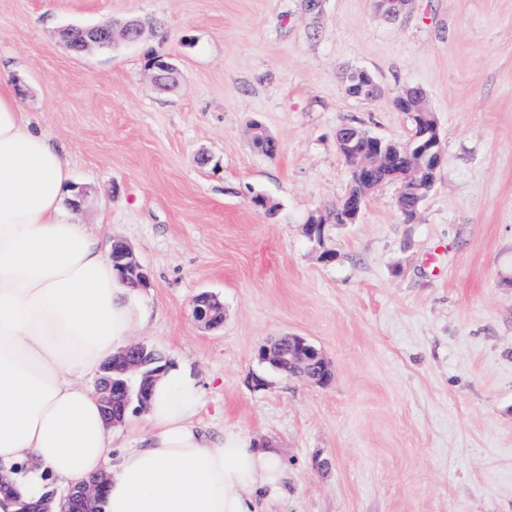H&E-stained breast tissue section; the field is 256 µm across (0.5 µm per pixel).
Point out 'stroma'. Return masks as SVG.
Returning <instances> with one entry per match:
<instances>
[{
    "label": "stroma",
    "mask_w": 512,
    "mask_h": 512,
    "mask_svg": "<svg viewBox=\"0 0 512 512\" xmlns=\"http://www.w3.org/2000/svg\"><path fill=\"white\" fill-rule=\"evenodd\" d=\"M135 17L165 27L174 90L140 45L77 55L58 38ZM354 68L380 99L346 95ZM0 81L86 188L79 221L148 270L139 340L195 378L206 430L279 449L267 512H512V0H412L398 21L372 0H0ZM407 84L444 146L417 217L386 184L310 239L349 184L337 128L405 139ZM254 122L276 154L252 148ZM203 292L220 328L191 317ZM286 335L324 353L329 385L260 361ZM146 67L152 72L154 83L160 90H168L179 81L177 66L164 53L153 55Z\"/></svg>",
    "instance_id": "stroma-1"
}]
</instances>
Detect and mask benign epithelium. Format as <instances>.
<instances>
[{"label": "benign epithelium", "instance_id": "obj_1", "mask_svg": "<svg viewBox=\"0 0 512 512\" xmlns=\"http://www.w3.org/2000/svg\"><path fill=\"white\" fill-rule=\"evenodd\" d=\"M412 0H375L376 10L390 20L405 16ZM114 23L102 21L90 27L68 26L61 35L68 37L74 33L81 35L80 51L91 48H106L112 45ZM145 31L142 19H132L122 26L123 40L129 43L140 41ZM152 72L155 85L161 90H168L179 81L177 66L170 56L157 53L146 64ZM346 94L363 103L377 100L382 89L374 75L366 69L354 71V83L345 87ZM408 118L415 124V134L407 144L389 140L367 133L363 136L348 135L345 127L336 130V144L346 165L353 168L354 180L359 184L376 183L375 171L389 166L396 156H405L410 160L414 177L426 176L425 191L417 193L413 209H418L435 186L437 174L442 163L443 143L438 126L425 124L422 116L409 112ZM369 196L358 192H348L340 209L324 216H312L306 221L307 235L311 239H321L324 225L354 224L358 221ZM112 259L122 270V278L127 284L136 288L150 287V277L133 248L125 241L117 239L111 248ZM214 295L201 293L193 301L192 317L196 324L204 329H213L221 325L212 314ZM259 358L272 363L280 372L303 377L315 384L324 385L331 378L330 364L323 353L303 336L289 335L283 337V343L274 348L264 345L259 350ZM101 372L108 375L117 373L122 379L106 380L98 386V392L107 404L118 402L123 409L133 408L138 411L144 407L137 401L150 391L153 382L162 372L160 368L151 367L150 353L147 345L135 343L116 354L112 360L103 365ZM68 508L62 512H90L88 498L83 490L73 491L67 498Z\"/></svg>", "mask_w": 512, "mask_h": 512}]
</instances>
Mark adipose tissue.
Returning a JSON list of instances; mask_svg holds the SVG:
<instances>
[{"mask_svg":"<svg viewBox=\"0 0 512 512\" xmlns=\"http://www.w3.org/2000/svg\"><path fill=\"white\" fill-rule=\"evenodd\" d=\"M63 154L0 83V476L38 496L43 473L73 489L108 475L105 512H264L284 464L240 432L209 434L199 387L169 367L144 421L115 444L84 385L146 320L99 238L67 217Z\"/></svg>","mask_w":512,"mask_h":512,"instance_id":"ef3b65f1","label":"adipose tissue"}]
</instances>
